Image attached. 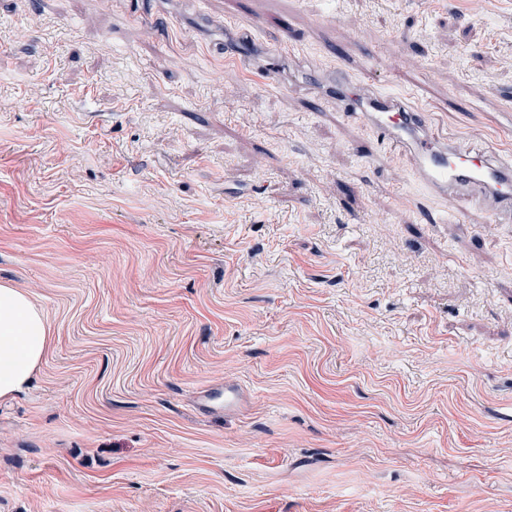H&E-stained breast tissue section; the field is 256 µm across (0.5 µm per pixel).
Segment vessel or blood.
Returning a JSON list of instances; mask_svg holds the SVG:
<instances>
[{
    "instance_id": "obj_1",
    "label": "vessel or blood",
    "mask_w": 512,
    "mask_h": 512,
    "mask_svg": "<svg viewBox=\"0 0 512 512\" xmlns=\"http://www.w3.org/2000/svg\"><path fill=\"white\" fill-rule=\"evenodd\" d=\"M331 83L337 109L348 118L366 120L379 137L400 149L425 189L446 203L453 222H463L460 202L469 199L491 223H512V155L465 148L441 137L420 102L419 88L376 92L340 72Z\"/></svg>"
}]
</instances>
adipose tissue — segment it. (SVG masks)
Masks as SVG:
<instances>
[{"mask_svg": "<svg viewBox=\"0 0 512 512\" xmlns=\"http://www.w3.org/2000/svg\"><path fill=\"white\" fill-rule=\"evenodd\" d=\"M51 343L42 309L29 295L0 284V401H9L32 379Z\"/></svg>", "mask_w": 512, "mask_h": 512, "instance_id": "obj_1", "label": "adipose tissue"}]
</instances>
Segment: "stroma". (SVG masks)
Wrapping results in <instances>:
<instances>
[{
  "label": "stroma",
  "instance_id": "obj_1",
  "mask_svg": "<svg viewBox=\"0 0 512 512\" xmlns=\"http://www.w3.org/2000/svg\"><path fill=\"white\" fill-rule=\"evenodd\" d=\"M223 19L0 0V282L52 329L0 404V512H512V223L427 222L302 81L416 85L440 135L512 148V0Z\"/></svg>",
  "mask_w": 512,
  "mask_h": 512
}]
</instances>
